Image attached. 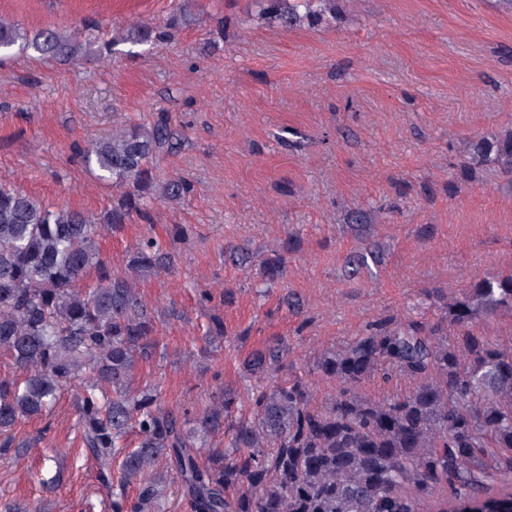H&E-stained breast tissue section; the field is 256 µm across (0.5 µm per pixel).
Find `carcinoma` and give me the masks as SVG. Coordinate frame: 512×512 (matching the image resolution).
<instances>
[{"instance_id":"cac0c4a2","label":"carcinoma","mask_w":512,"mask_h":512,"mask_svg":"<svg viewBox=\"0 0 512 512\" xmlns=\"http://www.w3.org/2000/svg\"><path fill=\"white\" fill-rule=\"evenodd\" d=\"M331 2L268 0L266 12L288 23L318 20ZM178 25L175 16L161 32L136 28L126 39L160 41ZM96 43L91 34L83 40L50 27L30 34L0 19L6 55L15 49L61 62ZM114 45L104 41L98 53L110 56ZM170 147L169 126L158 121L129 124L82 153L84 166L117 191L101 219L0 185V349L19 369L0 378V431L43 416L61 391L78 388L82 447L110 494V512H163L164 478L153 473L161 456L190 512H512V350L470 329L479 316L512 310V274L477 279L448 300L451 342L437 325L396 324L321 356L315 369L342 385L324 408L310 406L301 376L258 392L248 418L224 391L196 418L200 432L224 433V447L206 457L178 417L162 411L157 388L130 392L137 362L157 343L136 279L166 262L150 240L127 271L110 273L96 225L113 230L133 212L149 216L157 196L190 193L184 180L157 179L155 161ZM470 160L511 178L512 131L470 144ZM130 183L136 192L125 190ZM91 268L99 274L83 287ZM286 358L276 340L242 365L264 379ZM395 372L423 381L387 403L354 392L368 378ZM134 426L139 441L129 449Z\"/></svg>"}]
</instances>
